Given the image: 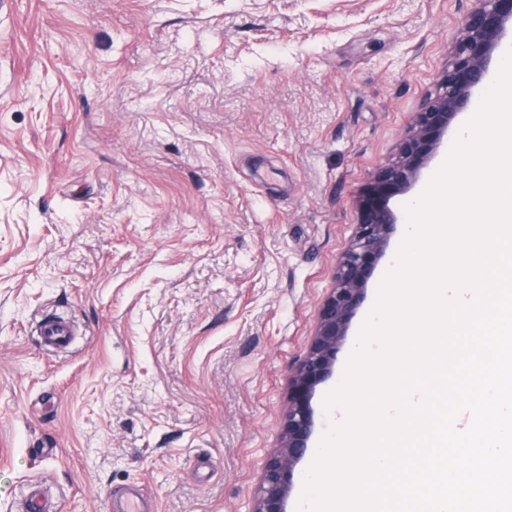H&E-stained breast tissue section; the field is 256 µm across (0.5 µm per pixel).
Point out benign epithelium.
Returning a JSON list of instances; mask_svg holds the SVG:
<instances>
[{
    "instance_id": "7a95c632",
    "label": "benign epithelium",
    "mask_w": 512,
    "mask_h": 512,
    "mask_svg": "<svg viewBox=\"0 0 512 512\" xmlns=\"http://www.w3.org/2000/svg\"><path fill=\"white\" fill-rule=\"evenodd\" d=\"M475 2L464 19L463 37L438 82L437 92L415 113L397 158L372 177L355 237L338 261L335 285L321 304L311 343L290 369L288 413L281 444L265 461L252 512H286L295 468L314 430L312 394L332 372L351 319L364 300L368 281L397 223L388 201L416 183L438 151L449 124L467 110L473 91L485 83L491 57L505 29L512 25V0Z\"/></svg>"
}]
</instances>
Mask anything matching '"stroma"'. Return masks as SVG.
<instances>
[{
  "label": "stroma",
  "instance_id": "obj_1",
  "mask_svg": "<svg viewBox=\"0 0 512 512\" xmlns=\"http://www.w3.org/2000/svg\"><path fill=\"white\" fill-rule=\"evenodd\" d=\"M473 0H7L0 11V512H252L375 169ZM370 281L327 395L372 311ZM51 316L79 329L40 347Z\"/></svg>",
  "mask_w": 512,
  "mask_h": 512
}]
</instances>
